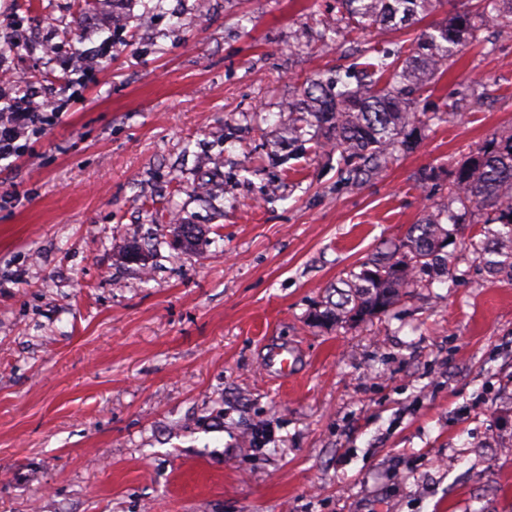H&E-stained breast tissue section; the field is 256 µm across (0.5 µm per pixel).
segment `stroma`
Instances as JSON below:
<instances>
[{"mask_svg":"<svg viewBox=\"0 0 512 512\" xmlns=\"http://www.w3.org/2000/svg\"><path fill=\"white\" fill-rule=\"evenodd\" d=\"M469 7L320 48L336 0H0V68L99 58L0 171V512H512V279L461 248L479 225L449 227L453 279L323 316L512 135V31L484 18L376 179L285 141L303 81Z\"/></svg>","mask_w":512,"mask_h":512,"instance_id":"stroma-1","label":"stroma"}]
</instances>
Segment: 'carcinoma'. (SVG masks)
Returning a JSON list of instances; mask_svg holds the SVG:
<instances>
[{"instance_id":"obj_1","label":"carcinoma","mask_w":512,"mask_h":512,"mask_svg":"<svg viewBox=\"0 0 512 512\" xmlns=\"http://www.w3.org/2000/svg\"><path fill=\"white\" fill-rule=\"evenodd\" d=\"M482 10L466 11L452 25L442 22L424 29L412 52L377 53L367 59L363 70L369 82L355 78L345 81L336 75L335 89H326L318 79L302 84L311 99L308 116L288 126V142L306 134V127L321 131L318 145L339 154V163L357 182L378 176L394 154L412 148L409 126L417 121L410 111L408 95L424 88L429 80L446 71L448 60L465 44L479 40L484 15L497 12L512 26V0H480ZM439 0H336V25L317 22L321 38L336 34V40L370 28L396 30L433 12ZM450 224L484 225V238L461 242L474 261L490 274L512 276V136L493 141L460 168L448 184V206L424 212L410 225L395 251L374 255L348 272L339 300L330 304L326 316L356 319L386 311L416 288H431L436 269L450 277ZM497 224L493 230L490 225ZM174 234L186 247L204 242L194 224H177Z\"/></svg>"}]
</instances>
